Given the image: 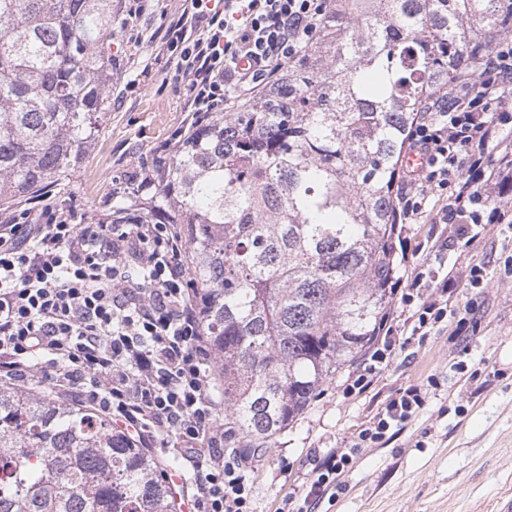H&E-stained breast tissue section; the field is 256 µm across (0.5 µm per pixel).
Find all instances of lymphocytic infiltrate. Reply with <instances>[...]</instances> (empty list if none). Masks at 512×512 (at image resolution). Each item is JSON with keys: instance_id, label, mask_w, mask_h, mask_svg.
<instances>
[{"instance_id": "f902f5d3", "label": "lymphocytic infiltrate", "mask_w": 512, "mask_h": 512, "mask_svg": "<svg viewBox=\"0 0 512 512\" xmlns=\"http://www.w3.org/2000/svg\"><path fill=\"white\" fill-rule=\"evenodd\" d=\"M331 0H183L159 38L187 83L190 125L224 111L232 92L256 96L298 59ZM512 89V38L498 41L477 83L451 87L409 135L427 162L409 172L399 217L415 219L430 194L448 198L438 221L464 238L481 223L485 186L502 149L504 99ZM176 224L77 220L43 203L0 224V381L32 382L87 402L146 448L182 461L189 512H253L249 456L224 458L218 369L190 288ZM411 333L444 321L442 300L410 286ZM418 385L399 390L351 446L316 457L295 506L315 512L335 496L358 448L385 439L426 404Z\"/></svg>"}]
</instances>
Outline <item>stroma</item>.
Returning a JSON list of instances; mask_svg holds the SVG:
<instances>
[{
  "label": "stroma",
  "instance_id": "obj_1",
  "mask_svg": "<svg viewBox=\"0 0 512 512\" xmlns=\"http://www.w3.org/2000/svg\"><path fill=\"white\" fill-rule=\"evenodd\" d=\"M180 0H112L111 106L81 165L50 200L102 219L112 192L134 165L169 157L171 135L187 114L186 83L159 53L161 25ZM500 222L474 225L446 248L451 227L437 221L445 198L429 197L423 213L402 225L398 277L422 289L448 281L447 321L423 343L396 349L361 395H347L344 367L253 459L248 479L254 512H280L300 495L315 449L355 439L398 388L433 379L427 405L384 444L359 449L341 476L335 500L320 512H512V198L490 188ZM483 266L472 287L467 267ZM469 338L459 352L458 335Z\"/></svg>",
  "mask_w": 512,
  "mask_h": 512
}]
</instances>
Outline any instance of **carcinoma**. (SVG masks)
Returning a JSON list of instances; mask_svg holds the SVG:
<instances>
[{"mask_svg":"<svg viewBox=\"0 0 512 512\" xmlns=\"http://www.w3.org/2000/svg\"><path fill=\"white\" fill-rule=\"evenodd\" d=\"M510 36L505 0H336L278 87L119 195L116 219L181 225L227 447L266 446L378 335L408 132ZM110 87L112 0H0V211L69 179ZM162 470L91 408L0 385V512H179Z\"/></svg>","mask_w":512,"mask_h":512,"instance_id":"1","label":"carcinoma"}]
</instances>
